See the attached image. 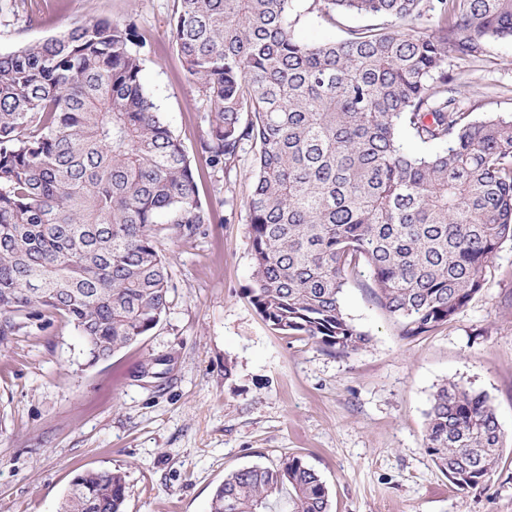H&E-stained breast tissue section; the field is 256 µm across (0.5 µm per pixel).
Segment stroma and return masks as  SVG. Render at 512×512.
Listing matches in <instances>:
<instances>
[{
    "mask_svg": "<svg viewBox=\"0 0 512 512\" xmlns=\"http://www.w3.org/2000/svg\"><path fill=\"white\" fill-rule=\"evenodd\" d=\"M298 0L294 34L320 43L345 27ZM178 0H0V54L75 23L135 18L152 45L145 89L188 152L210 215L200 234L167 242L170 304L159 324L106 361L60 316L0 346V512H59L73 478L112 470L125 512H209L227 473L296 455L324 481L331 512H512V242L452 320L406 339L359 267L343 295L369 337L355 353L272 330L250 301L248 203L255 168L244 153L213 173L201 142L210 114L171 41ZM463 111L512 114V42L449 59ZM485 393L504 433L499 467L457 491L424 448L426 413L443 381Z\"/></svg>",
    "mask_w": 512,
    "mask_h": 512,
    "instance_id": "35a3bbf8",
    "label": "stroma"
}]
</instances>
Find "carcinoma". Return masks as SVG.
Here are the masks:
<instances>
[{"mask_svg": "<svg viewBox=\"0 0 512 512\" xmlns=\"http://www.w3.org/2000/svg\"><path fill=\"white\" fill-rule=\"evenodd\" d=\"M296 0H180L170 34L211 114L213 171L254 154L251 302L274 331L352 353L344 311L368 268L405 338L452 320L512 241V117L469 119L448 57L512 39V0H320L337 16L424 21L415 34H293ZM133 21L81 22L0 57V346L58 314L99 362L148 335L170 304L161 244L209 223L194 169L141 74ZM408 132L434 147L408 150ZM504 433L486 394L445 381L424 447L458 491L489 479ZM119 471L78 474L61 512H124ZM330 512L300 457L232 471L210 512Z\"/></svg>", "mask_w": 512, "mask_h": 512, "instance_id": "carcinoma-1", "label": "carcinoma"}]
</instances>
